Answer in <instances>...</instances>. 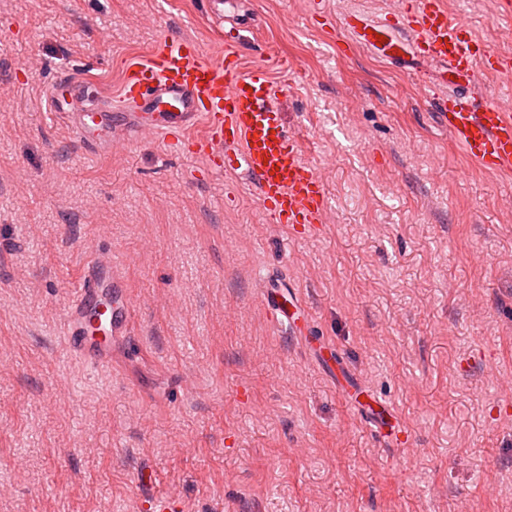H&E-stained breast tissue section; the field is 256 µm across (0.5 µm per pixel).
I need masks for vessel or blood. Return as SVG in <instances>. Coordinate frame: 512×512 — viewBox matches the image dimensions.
Segmentation results:
<instances>
[{"instance_id": "vessel-or-blood-1", "label": "vessel or blood", "mask_w": 512, "mask_h": 512, "mask_svg": "<svg viewBox=\"0 0 512 512\" xmlns=\"http://www.w3.org/2000/svg\"><path fill=\"white\" fill-rule=\"evenodd\" d=\"M348 44L388 60L412 56L438 68L442 89L434 99L441 126L481 167L512 173V113L484 94V73H512V58L492 52L449 12L445 0H398L391 17L375 21L361 9L340 20ZM240 36L226 33L213 56L187 37L162 38L148 57L125 63L119 97L79 76H64L50 91L52 105H64L66 125L87 152H110L115 136L132 144L146 136L181 138L191 154L228 175H246L260 206L274 224H305L320 229L330 208L325 183L302 160L299 140L288 133L276 105L279 86L267 66L243 67ZM111 259L93 256L83 265L73 300L62 315L65 342L85 365L111 364L113 341L126 336L130 305L114 304L122 287ZM259 301L277 327L298 330L306 308L288 284L266 279ZM108 310L110 344L93 346L89 322ZM155 475L142 467L139 512H183L174 497L155 491Z\"/></svg>"}]
</instances>
